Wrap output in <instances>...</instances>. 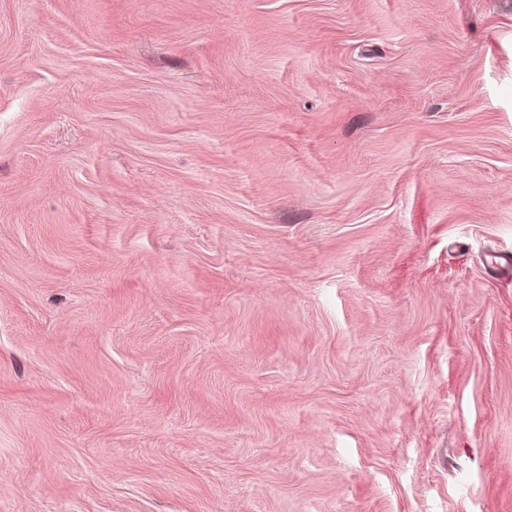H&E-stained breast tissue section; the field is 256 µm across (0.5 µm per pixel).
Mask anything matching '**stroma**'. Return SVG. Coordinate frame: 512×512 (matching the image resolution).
<instances>
[{
	"mask_svg": "<svg viewBox=\"0 0 512 512\" xmlns=\"http://www.w3.org/2000/svg\"><path fill=\"white\" fill-rule=\"evenodd\" d=\"M0 512H512V0H0Z\"/></svg>",
	"mask_w": 512,
	"mask_h": 512,
	"instance_id": "obj_1",
	"label": "stroma"
}]
</instances>
